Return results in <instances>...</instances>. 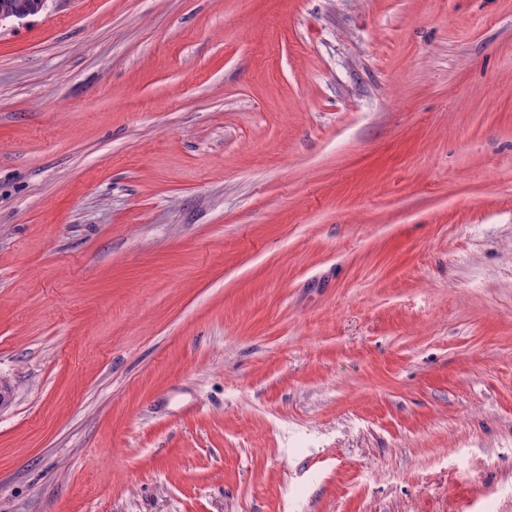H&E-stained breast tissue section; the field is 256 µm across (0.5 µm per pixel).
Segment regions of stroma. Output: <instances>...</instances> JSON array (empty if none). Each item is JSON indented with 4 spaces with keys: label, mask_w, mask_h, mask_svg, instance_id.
Segmentation results:
<instances>
[{
    "label": "stroma",
    "mask_w": 512,
    "mask_h": 512,
    "mask_svg": "<svg viewBox=\"0 0 512 512\" xmlns=\"http://www.w3.org/2000/svg\"><path fill=\"white\" fill-rule=\"evenodd\" d=\"M0 512H512V0L0 21Z\"/></svg>",
    "instance_id": "35a3bbf8"
}]
</instances>
